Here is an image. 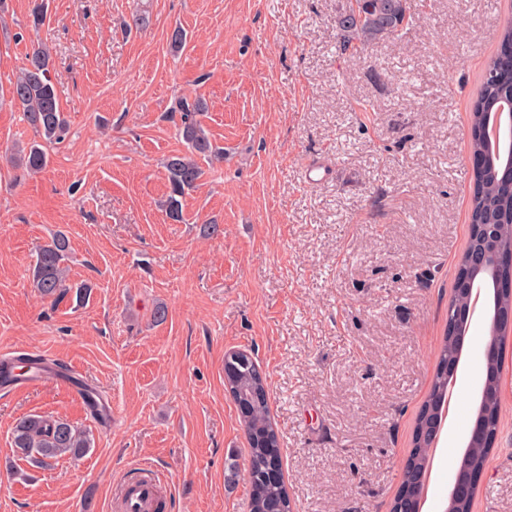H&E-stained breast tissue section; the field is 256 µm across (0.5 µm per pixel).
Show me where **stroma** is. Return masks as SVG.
Here are the masks:
<instances>
[{
    "instance_id": "obj_1",
    "label": "stroma",
    "mask_w": 512,
    "mask_h": 512,
    "mask_svg": "<svg viewBox=\"0 0 512 512\" xmlns=\"http://www.w3.org/2000/svg\"><path fill=\"white\" fill-rule=\"evenodd\" d=\"M344 0H6L0 25V359L74 367L112 404L91 417L70 384L0 388V512H115L137 471L166 512H245L248 442L224 354L267 378L294 512H390L436 368L456 264L469 239V106L512 0H426L412 26L340 50ZM186 47L171 52L175 26ZM51 51L70 127L27 174L34 139L9 87L32 42ZM204 99L223 146L167 217L164 160L184 144L172 110ZM326 169L316 183L307 164ZM221 235L204 236L203 224ZM70 240L86 305L39 298L28 267L51 232ZM164 305L167 318L155 323ZM486 327L474 318L456 415L433 462L448 503L476 405ZM502 419L472 512H512V344ZM66 418L93 437L36 469L15 420ZM20 152V161L26 172L36 174L46 169L49 157L42 145L34 139L23 147Z\"/></svg>"
}]
</instances>
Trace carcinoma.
<instances>
[{
  "label": "carcinoma",
  "instance_id": "1",
  "mask_svg": "<svg viewBox=\"0 0 512 512\" xmlns=\"http://www.w3.org/2000/svg\"><path fill=\"white\" fill-rule=\"evenodd\" d=\"M413 5L411 0H344L338 25L349 33L343 40V50L361 54L375 40L395 33L409 24ZM512 43V21L501 31L496 51L490 57L479 89L470 108V123H479L481 114L490 106L512 93V52H504V44ZM52 55L42 44H34L26 54L25 63L11 83V102L23 112L27 124L37 137L57 141L67 130V120L62 112L55 86L51 79ZM174 111L180 112L179 135L186 150L167 157L169 191L164 203L167 216L181 222L184 219L182 199L186 191L199 185L205 175L200 160L224 159V150L214 144L200 120L205 104L198 99L192 103L181 100ZM20 161L26 172L36 174L46 169L49 157L42 145L34 140L20 150ZM512 170V162L503 159L485 165L481 171L471 175L474 191L470 198V223L498 224L502 228L501 242L512 244V175L502 179L506 170ZM69 253V240L61 233L40 246L30 268V285L42 298L54 304L60 303L68 293L75 300L85 301L89 285L72 283L67 277L65 260ZM493 306L512 307V290L502 282L493 287ZM35 362L29 357H19L0 363V386L20 380L23 369ZM262 376L259 365L250 356L235 350L224 354V386L233 399L248 391L250 386H259ZM443 377L434 373L430 391L420 411L416 425L413 448L407 458L401 485L416 479L429 455L430 449L423 447L420 431L427 428L425 409L436 405ZM502 402L501 397L490 399L480 413V421L497 437ZM241 424L249 445L250 493L248 512H267L271 503L279 504L284 512H291V501L286 485L267 477L270 460L281 457L280 443L272 441L261 446L252 439V433L274 429L270 416L269 396L248 404L240 415ZM12 444L17 454L27 459L34 468L46 469L61 455L81 457L92 448L91 438L85 431L63 418L25 415L16 419L12 429Z\"/></svg>",
  "mask_w": 512,
  "mask_h": 512
}]
</instances>
